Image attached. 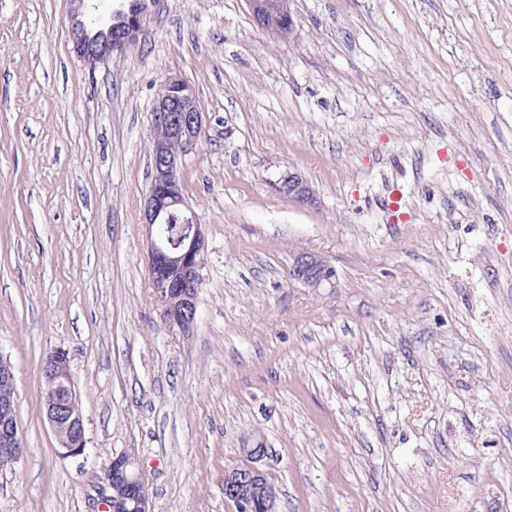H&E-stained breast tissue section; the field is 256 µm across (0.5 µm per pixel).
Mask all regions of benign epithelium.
Segmentation results:
<instances>
[{
  "label": "benign epithelium",
  "mask_w": 512,
  "mask_h": 512,
  "mask_svg": "<svg viewBox=\"0 0 512 512\" xmlns=\"http://www.w3.org/2000/svg\"><path fill=\"white\" fill-rule=\"evenodd\" d=\"M73 50L83 62L120 58L134 44L142 31L144 14H128L113 24L99 39L86 29L84 19L95 9L92 0H72ZM255 20L264 26L274 16L288 18V26L280 33L291 38L296 24L289 0H247ZM163 86L180 91L177 96L159 94L153 110L152 127L165 133L151 142V175L143 203L147 237V266L161 309L163 325L186 332L197 319L196 293L204 264L205 237L202 224L182 194L181 174L184 158L205 134L204 112L193 87L174 76ZM276 191L302 205L315 202L308 181L297 169L284 172L275 184ZM181 215L187 233L177 248L168 244L165 224L171 214ZM294 282L317 288L335 277V269L314 252L298 253L289 271ZM65 352L54 351L42 364V376L50 383L42 394L47 422L62 454L81 456L86 453L87 440L79 393L72 380L57 376ZM14 374L9 364L0 360V468L16 462L23 453L17 420L12 412ZM247 458L244 466L224 470V501L232 512H278L279 490L268 480L261 462L269 455L260 435H253L242 448ZM103 504L108 512H154L152 500L145 492V480L136 453L120 452L101 469L97 477Z\"/></svg>",
  "instance_id": "1"
}]
</instances>
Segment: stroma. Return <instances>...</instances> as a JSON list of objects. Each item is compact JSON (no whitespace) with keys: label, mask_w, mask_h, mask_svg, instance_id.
<instances>
[{"label":"stroma","mask_w":512,"mask_h":512,"mask_svg":"<svg viewBox=\"0 0 512 512\" xmlns=\"http://www.w3.org/2000/svg\"><path fill=\"white\" fill-rule=\"evenodd\" d=\"M158 0L120 59L70 0H0V357L24 453L0 512H102L134 450L154 512H228L262 434L279 512H512V0ZM206 115L182 192L206 239L194 328L161 323L143 196L161 83ZM295 168L318 202L273 182ZM307 250L334 283L289 279ZM64 350L84 455L41 361ZM73 4V24L71 28V40L73 50L78 58L83 62L94 65L98 62L110 60L112 58H121L126 49L134 44L142 31L144 13L128 14L122 20L113 24L105 35L104 39H98L97 35L103 34L105 28L112 24L113 20L100 28L86 29L84 19L95 9V5L90 0H72ZM247 4L261 28L271 17H288V26L279 36L288 39L293 36L296 24L289 8V0H247ZM67 358L64 351H54L42 364L41 373L50 383L42 394V403L47 422L58 442L62 454L81 456L86 453L87 440L84 430V417L79 404V393L71 378H59L58 366ZM71 430L66 439L60 437L62 428Z\"/></svg>","instance_id":"1"}]
</instances>
